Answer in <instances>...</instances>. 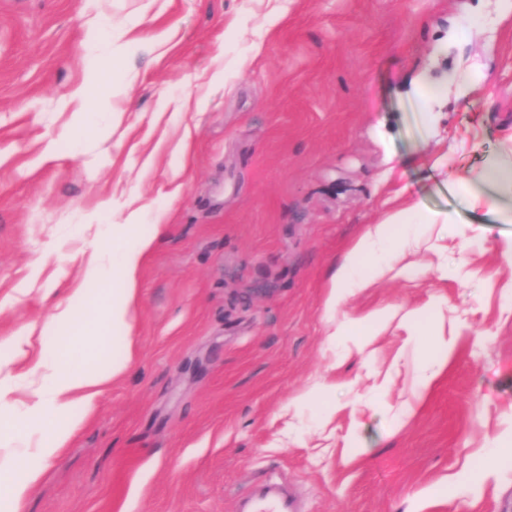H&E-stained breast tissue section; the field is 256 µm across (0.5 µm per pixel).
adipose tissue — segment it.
<instances>
[{
    "mask_svg": "<svg viewBox=\"0 0 512 512\" xmlns=\"http://www.w3.org/2000/svg\"><path fill=\"white\" fill-rule=\"evenodd\" d=\"M137 218V213L129 214L128 234L119 245L82 263L76 288L55 305L39 345H32L27 336L4 341L9 355L0 358V512H22L45 476V462L61 455L111 379L125 373L133 359L132 309L142 264L156 242L155 235L138 232ZM451 221L448 213L426 210L409 200L386 213L337 268L327 310H339L350 286L366 288L384 276L374 255L376 244H406V230L414 223L430 233ZM59 330L66 333L62 350L50 344ZM108 332L117 349L111 371L103 372L83 358ZM37 419L52 422L48 437L35 436L32 423Z\"/></svg>",
    "mask_w": 512,
    "mask_h": 512,
    "instance_id": "ef3b65f1",
    "label": "adipose tissue"
}]
</instances>
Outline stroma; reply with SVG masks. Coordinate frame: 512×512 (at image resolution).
<instances>
[{
    "label": "stroma",
    "instance_id": "obj_1",
    "mask_svg": "<svg viewBox=\"0 0 512 512\" xmlns=\"http://www.w3.org/2000/svg\"><path fill=\"white\" fill-rule=\"evenodd\" d=\"M473 64L466 100L414 89ZM77 88L97 104L81 124ZM511 153L498 0H0V338L44 325L43 290L112 245L94 225L137 209L161 229L134 358L23 512H237L272 475L303 512H512V223L503 199L471 202ZM401 188L453 217L447 236L385 245V277L328 313ZM434 302L458 347L422 395L431 350L400 318ZM387 308L358 348L357 320ZM319 381L333 417L296 400Z\"/></svg>",
    "mask_w": 512,
    "mask_h": 512
}]
</instances>
